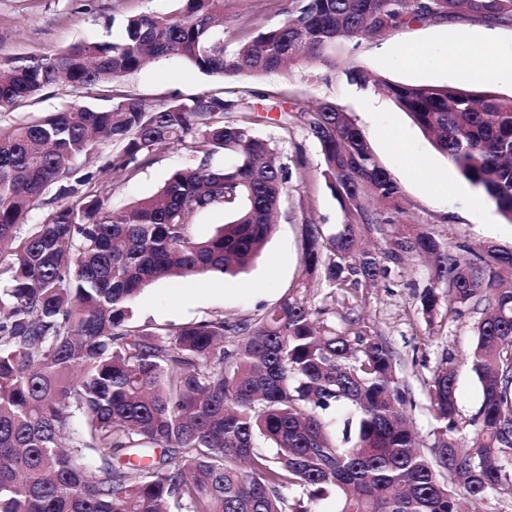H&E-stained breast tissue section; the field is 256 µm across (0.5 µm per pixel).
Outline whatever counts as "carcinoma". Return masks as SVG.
Returning a JSON list of instances; mask_svg holds the SVG:
<instances>
[{"label":"carcinoma","instance_id":"carcinoma-1","mask_svg":"<svg viewBox=\"0 0 512 512\" xmlns=\"http://www.w3.org/2000/svg\"><path fill=\"white\" fill-rule=\"evenodd\" d=\"M181 2L126 18L111 41L0 67V112L59 85L93 86L110 102L0 126V512H313L331 495L337 512H479L512 487V249L461 259L409 223L400 185L340 104L280 112L284 136L299 127L318 144L342 211L331 232L301 224L304 274L346 292L413 254L430 270L424 315L443 299L453 318L481 314L467 355L480 407L461 415L454 357H444L424 383L435 430L420 448L391 348L358 315L332 321L304 281L254 321L131 325L150 283L249 266L275 228L289 168L256 133L269 108L245 106L234 88L148 106L115 84L172 53L228 81L330 65L344 43L413 23L512 25V0H292L282 24L243 31L231 53L224 0ZM348 76L385 91L512 223L511 96ZM109 144L111 160L75 176ZM167 147L230 163L177 168L154 195L112 208V173ZM52 189L76 203L25 224ZM213 208L224 224L192 238ZM386 224L405 230L360 248Z\"/></svg>","mask_w":512,"mask_h":512}]
</instances>
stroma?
<instances>
[{
  "label": "stroma",
  "instance_id": "1",
  "mask_svg": "<svg viewBox=\"0 0 512 512\" xmlns=\"http://www.w3.org/2000/svg\"><path fill=\"white\" fill-rule=\"evenodd\" d=\"M291 0H226L224 43L234 47L242 28L255 31L283 22ZM180 0H0V66L33 56L51 54L83 41L109 40L119 34L122 21L139 14H171ZM471 53L467 68L450 66L449 46ZM512 57V25L495 28L478 21L419 23L374 39L347 42L334 66L300 64L286 70L238 78L235 88L247 91L255 106L269 107L270 123L261 137L281 143L284 155L303 153L305 163L292 167L288 194L277 217L274 234L245 273L217 276L192 283L160 280L134 302V319L148 326H183L221 313L226 319H256L278 303L302 278L301 220L310 218L323 229L339 224L338 202L321 175L317 143L303 131L281 142L276 120L281 111L331 100L341 104L365 133L379 162L402 188L413 223L428 225L450 252L459 245L477 248L490 243L512 248V224L496 207L465 183L456 168L433 147L405 112L374 87L350 83L345 72L354 67L378 78L414 85H452L512 95V71L484 79L489 60ZM223 79L206 75L182 57L169 55L143 65L120 82L123 92L148 103L185 98L202 90L222 91ZM98 91L56 86L0 116V123L31 121L62 111L69 105L97 104ZM421 160L425 173L412 172L409 158ZM186 151L170 147L156 152L149 165L118 177L112 206L120 209L153 195L176 168L188 165ZM430 272L419 259L406 257L389 265L386 277L358 289L344 300L329 297L320 281H310L312 301L339 312L356 311L373 334L391 347L398 374L408 383L414 405L407 420L421 445L434 440L435 423L428 410L424 382L446 355H454L457 400L462 415H473L480 392L465 357L473 341L477 314L450 319L447 309L433 318L419 310V295Z\"/></svg>",
  "mask_w": 512,
  "mask_h": 512
}]
</instances>
